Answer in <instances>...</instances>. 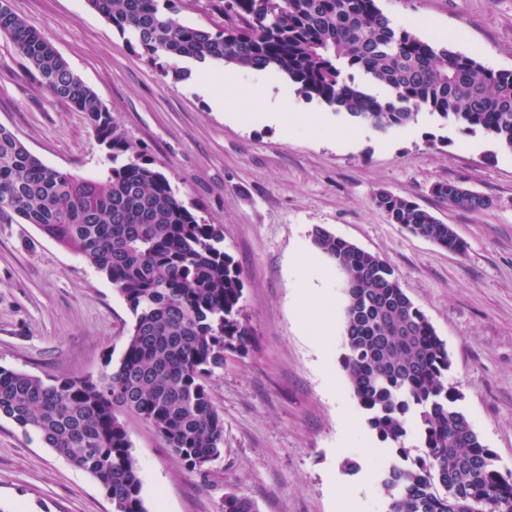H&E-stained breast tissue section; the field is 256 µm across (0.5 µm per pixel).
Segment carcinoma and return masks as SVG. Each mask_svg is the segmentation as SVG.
<instances>
[{
  "label": "carcinoma",
  "mask_w": 512,
  "mask_h": 512,
  "mask_svg": "<svg viewBox=\"0 0 512 512\" xmlns=\"http://www.w3.org/2000/svg\"><path fill=\"white\" fill-rule=\"evenodd\" d=\"M179 0H87L120 33L132 32L164 70L180 60L273 68L297 93L387 131L427 109L512 150V71L437 48L394 26L377 0H209L215 30L183 24ZM0 36L34 80L85 114L111 163L102 178L51 167L0 125V221L33 224L104 274L132 316L123 354L105 372L43 379L0 367V416L99 484L112 512H148L121 415L148 422L192 472L224 451V419L208 380L226 353H244L242 272L220 224H201L168 179L117 131L110 109L68 62L6 4ZM385 88L373 94L355 74ZM450 206L492 201L454 181L433 185ZM373 203L395 224L451 252L466 245L448 224L386 190ZM311 237L345 277L343 369L372 430L395 445L380 475L389 512H512L503 473L448 386L445 343L379 257L316 226ZM413 437L418 454L405 446ZM222 512H258L224 494Z\"/></svg>",
  "instance_id": "carcinoma-1"
}]
</instances>
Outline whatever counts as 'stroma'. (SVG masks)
I'll list each match as a JSON object with an SVG mask.
<instances>
[{"mask_svg": "<svg viewBox=\"0 0 512 512\" xmlns=\"http://www.w3.org/2000/svg\"><path fill=\"white\" fill-rule=\"evenodd\" d=\"M110 108L118 130L162 172L190 210L223 227L244 281L253 339L209 382L224 418V451L189 472L154 429L125 415L148 512H221L224 495L258 512H388L376 484L391 460L368 426L341 364L344 280L335 265L299 264L315 226L384 260L428 318L451 361L459 407L501 471H512V151L483 132L420 111L415 122L347 138L354 125L299 95L283 74L242 68L217 111L205 85L220 65L160 70L132 34H119L86 0H7ZM396 25L437 46L512 71V0H378ZM275 84H268V77ZM271 85L289 131L255 120L253 89ZM0 125L45 164L105 174L85 115L29 74L0 37ZM455 181L491 199L461 211L431 193ZM387 190L451 225L456 255L389 221L372 202ZM320 288L300 312L303 281ZM133 317L111 282L32 224L0 223V367L37 376L99 375L119 360ZM358 464L357 472L344 462ZM0 512H112L98 483L0 417Z\"/></svg>", "mask_w": 512, "mask_h": 512, "instance_id": "obj_1", "label": "stroma"}]
</instances>
